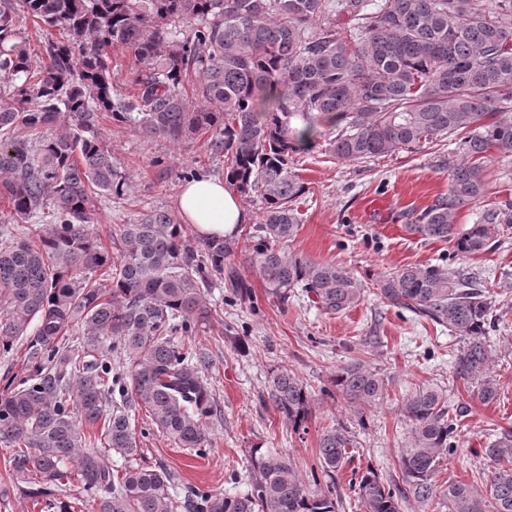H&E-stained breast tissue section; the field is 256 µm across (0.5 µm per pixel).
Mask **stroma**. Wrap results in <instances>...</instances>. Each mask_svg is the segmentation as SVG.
<instances>
[{
  "instance_id": "35a3bbf8",
  "label": "stroma",
  "mask_w": 512,
  "mask_h": 512,
  "mask_svg": "<svg viewBox=\"0 0 512 512\" xmlns=\"http://www.w3.org/2000/svg\"><path fill=\"white\" fill-rule=\"evenodd\" d=\"M103 135L114 160L127 173L129 189L120 198L98 199L93 222L104 245H111L112 225L125 224L140 213L164 209L178 214L177 196L187 173L197 169L223 178V160L209 156L205 136L173 146L126 125L104 120ZM457 135L423 142L395 154L347 162L318 144L293 168L306 183L298 207L303 222L289 251L328 261L355 273L365 283L359 305L335 314L321 312L306 297L280 302L269 294L261 276L243 255L251 225L233 240L230 263L251 288L240 300L231 288L217 287L206 296L217 318L200 324L195 339L213 355V393L224 413L214 423V444L203 455L177 447L160 433L145 413H137L140 444L136 462L163 466L184 487L237 497L251 488L252 452L261 449L294 459L301 480L311 483L318 466L324 427L343 423L357 442L352 458L336 474L340 512H363L349 482L373 469L387 485L401 481L398 465L409 445V428L400 415L403 398L415 387L442 390L448 415L457 423L455 454L443 457L438 484L462 481L484 488L493 468L482 450L503 430L512 431V224H504L493 247L463 258L451 243L426 239L409 231L415 217L448 192L441 156L455 152ZM405 265L459 266L479 273L496 293L499 321L489 333L492 373L498 396L481 403L452 372L461 343L431 321L385 303L377 279ZM362 360L385 379L388 395L359 428L354 413L333 394L338 366ZM298 375L313 395L306 434L294 433L271 405L262 403L271 369ZM8 449L0 448V512H59L57 500H35L26 483L9 471Z\"/></svg>"
}]
</instances>
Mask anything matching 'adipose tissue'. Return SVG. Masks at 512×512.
Segmentation results:
<instances>
[{
    "label": "adipose tissue",
    "mask_w": 512,
    "mask_h": 512,
    "mask_svg": "<svg viewBox=\"0 0 512 512\" xmlns=\"http://www.w3.org/2000/svg\"><path fill=\"white\" fill-rule=\"evenodd\" d=\"M185 223L205 238H232L251 216L234 189L224 181L202 179L185 183L178 196Z\"/></svg>",
    "instance_id": "ef3b65f1"
}]
</instances>
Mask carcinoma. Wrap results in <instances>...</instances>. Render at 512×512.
I'll return each instance as SVG.
<instances>
[{"label":"carcinoma","instance_id":"carcinoma-1","mask_svg":"<svg viewBox=\"0 0 512 512\" xmlns=\"http://www.w3.org/2000/svg\"><path fill=\"white\" fill-rule=\"evenodd\" d=\"M30 19L43 32V65L32 64ZM131 52L133 92L114 88L106 48ZM180 144L207 136L224 177L261 198L244 260L281 302L301 291L332 315L357 305L363 281L334 263L288 252L302 223L307 187L292 170L334 133L329 151L346 161L393 154L457 134L458 156L440 160L448 195L409 230L454 243L462 257L487 250L512 201L488 204L457 231L458 210L485 200L486 159L512 153V0H0V350L30 339L29 373L0 393V447L34 496H57L75 479L95 512H339L336 471L355 447L348 426L325 427L319 460L329 482L307 487L293 460L254 453L251 491L228 498L183 493L163 467L134 466L136 413L178 447L213 445L221 417L207 349L188 344L210 317L205 292L225 282L250 296L230 242L193 240L165 210L141 213L104 247L93 198L122 197L128 177L104 144L99 119ZM394 307L460 338L453 374L488 404L495 300L464 268L405 266L377 280ZM80 331L75 346L66 337ZM336 392L357 425L387 395L384 378L355 361L336 369ZM119 392L120 400L113 399ZM267 400L298 430L312 394L295 374L270 372ZM410 445L402 484L371 469L352 481L365 512H402L412 496L448 512H512V431L483 449L493 464L485 492L436 483L456 450L457 424L432 387L401 405ZM124 460L108 465L101 450Z\"/></svg>","mask_w":512,"mask_h":512}]
</instances>
